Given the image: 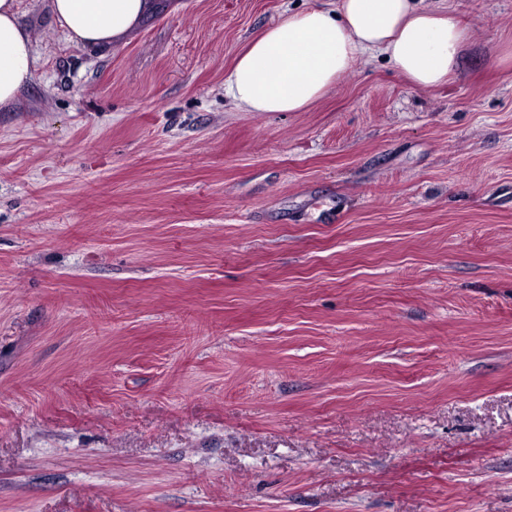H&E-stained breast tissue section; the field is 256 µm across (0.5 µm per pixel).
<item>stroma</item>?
I'll return each instance as SVG.
<instances>
[{
  "label": "stroma",
  "instance_id": "1",
  "mask_svg": "<svg viewBox=\"0 0 512 512\" xmlns=\"http://www.w3.org/2000/svg\"><path fill=\"white\" fill-rule=\"evenodd\" d=\"M312 0H158L0 112V512H512V0L419 90L242 112Z\"/></svg>",
  "mask_w": 512,
  "mask_h": 512
}]
</instances>
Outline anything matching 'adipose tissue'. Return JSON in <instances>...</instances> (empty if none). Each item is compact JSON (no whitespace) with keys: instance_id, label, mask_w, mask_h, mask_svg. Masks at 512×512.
Instances as JSON below:
<instances>
[{"instance_id":"ef3b65f1","label":"adipose tissue","mask_w":512,"mask_h":512,"mask_svg":"<svg viewBox=\"0 0 512 512\" xmlns=\"http://www.w3.org/2000/svg\"><path fill=\"white\" fill-rule=\"evenodd\" d=\"M66 40L85 47L121 41L155 0H45ZM470 26L451 8L419 0H316L283 14L238 54L224 95L243 112H301L350 71L357 56H384L417 88L455 77ZM37 58L18 0H0V112L18 107Z\"/></svg>"}]
</instances>
